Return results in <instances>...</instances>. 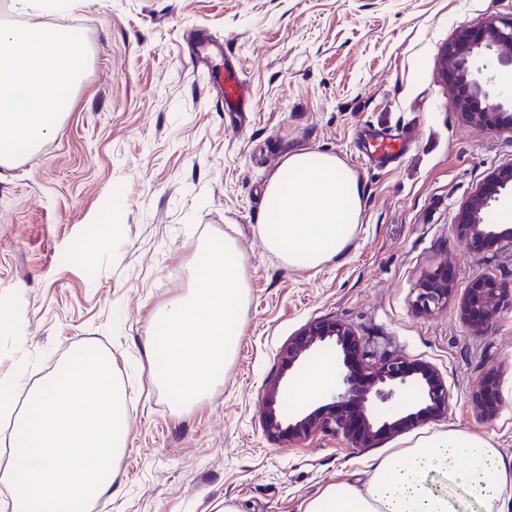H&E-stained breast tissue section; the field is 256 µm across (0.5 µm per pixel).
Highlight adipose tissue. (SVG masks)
I'll list each match as a JSON object with an SVG mask.
<instances>
[{"label":"adipose tissue","instance_id":"adipose-tissue-1","mask_svg":"<svg viewBox=\"0 0 512 512\" xmlns=\"http://www.w3.org/2000/svg\"><path fill=\"white\" fill-rule=\"evenodd\" d=\"M74 35L0 26V44L26 59L0 54V158L53 134L65 111L83 56ZM363 188L336 155L301 150L286 155L263 191L265 244L292 267H316L341 255L352 240ZM512 466L483 439L456 431L419 439L370 464L365 487L326 486L303 512H502Z\"/></svg>","mask_w":512,"mask_h":512}]
</instances>
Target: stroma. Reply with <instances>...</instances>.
<instances>
[{
	"instance_id": "obj_1",
	"label": "stroma",
	"mask_w": 512,
	"mask_h": 512,
	"mask_svg": "<svg viewBox=\"0 0 512 512\" xmlns=\"http://www.w3.org/2000/svg\"><path fill=\"white\" fill-rule=\"evenodd\" d=\"M0 23L76 34L87 64L56 134L0 166V375L40 381L71 348L112 353L131 418L111 494L89 512H302L326 486L364 484L369 460L458 431L512 462V309L486 330L457 301L422 312L418 288L447 272L456 293L489 276L512 288V249L473 248L455 231L461 203L512 168V129L463 120L439 53L463 26L512 22V0H71L63 13ZM222 42L194 56L189 34ZM242 70L246 128L210 72ZM408 135L388 162L370 133ZM299 150L339 156L363 186L353 240L322 265L288 266L258 224L262 186ZM246 254L244 328L223 381L187 411L153 384L145 343L159 303L188 288L210 236ZM333 318L370 360L433 365L452 400L439 418L355 448L342 433L286 447L263 428L262 388L281 346ZM499 369L502 404L472 401Z\"/></svg>"
}]
</instances>
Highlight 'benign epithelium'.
Here are the masks:
<instances>
[{"label": "benign epithelium", "instance_id": "1", "mask_svg": "<svg viewBox=\"0 0 512 512\" xmlns=\"http://www.w3.org/2000/svg\"><path fill=\"white\" fill-rule=\"evenodd\" d=\"M500 71L512 70V22L503 26L495 19L478 27H461L440 55L441 72L451 86L453 101L465 119L480 128L512 127V95L504 93L485 61ZM512 197V168L489 179L461 206L457 231L474 247L508 240L485 223L484 214L503 199ZM453 288L439 272L429 275L419 288L415 306L428 311L448 303ZM512 308V289L491 277L471 281L459 302L461 318L474 328L488 327L505 309ZM325 345L336 352L338 375L330 402L310 412L301 411L288 421L276 405L287 387L286 372ZM283 372L267 379L263 398L267 406L264 428L268 436L290 445L316 432L342 430L347 440L359 447L395 433L412 430L445 414L451 398L447 383L438 371L425 363L399 357L366 361L360 342L347 325L332 319L311 323L281 347ZM419 387V404L402 402L404 391ZM473 399L486 418H492L502 403L498 370H490Z\"/></svg>", "mask_w": 512, "mask_h": 512}]
</instances>
